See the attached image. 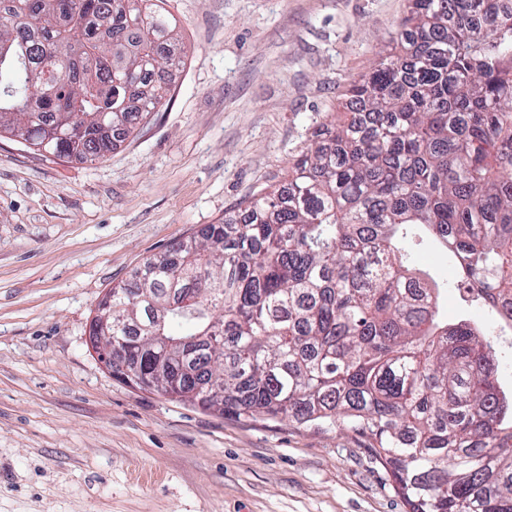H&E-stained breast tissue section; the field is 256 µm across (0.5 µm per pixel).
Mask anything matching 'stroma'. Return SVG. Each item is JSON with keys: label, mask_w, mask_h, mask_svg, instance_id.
Wrapping results in <instances>:
<instances>
[{"label": "stroma", "mask_w": 512, "mask_h": 512, "mask_svg": "<svg viewBox=\"0 0 512 512\" xmlns=\"http://www.w3.org/2000/svg\"><path fill=\"white\" fill-rule=\"evenodd\" d=\"M186 52L166 105L89 164L0 136V512H409L364 438L242 420L131 387L89 338L99 300L280 183L342 111L407 0H166ZM449 321L456 262L413 247Z\"/></svg>", "instance_id": "stroma-1"}]
</instances>
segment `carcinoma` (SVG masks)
I'll return each instance as SVG.
<instances>
[{
    "label": "carcinoma",
    "mask_w": 512,
    "mask_h": 512,
    "mask_svg": "<svg viewBox=\"0 0 512 512\" xmlns=\"http://www.w3.org/2000/svg\"><path fill=\"white\" fill-rule=\"evenodd\" d=\"M284 181L112 288L127 346L170 348L161 391L239 419L345 426L410 512H512V395L498 339L439 315L424 227L456 283L512 326V0H409ZM0 134L92 163L185 65L162 0H0Z\"/></svg>",
    "instance_id": "1"
}]
</instances>
